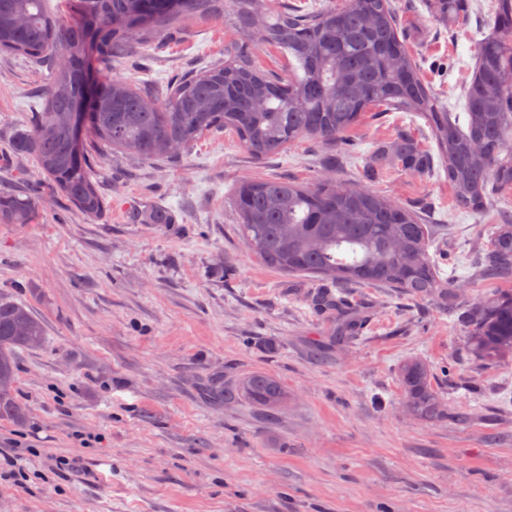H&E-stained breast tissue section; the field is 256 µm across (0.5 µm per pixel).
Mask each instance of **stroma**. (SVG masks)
<instances>
[{
    "mask_svg": "<svg viewBox=\"0 0 512 512\" xmlns=\"http://www.w3.org/2000/svg\"><path fill=\"white\" fill-rule=\"evenodd\" d=\"M420 73L450 111L464 109L476 40L491 0L456 20L429 0H393ZM220 20L193 19L111 70L164 87L243 39ZM257 64L286 70L259 44ZM47 67L0 56V190L34 195L36 224H0V295L45 325L16 353L28 417L0 420L30 479L0 484V512H512V361L468 354L462 309L415 302L383 286L348 288L357 338L332 337L307 298L319 283L281 274L246 251L233 204L246 180L357 183L367 159L400 131L437 155L424 120L368 112L334 145L303 139L258 161L232 136H205L175 158L104 150L96 168L107 204L92 219L48 190L33 155L12 150L32 129ZM374 191L423 213L429 253L463 296L512 290L476 273V249L512 214V193L482 217L459 209L444 172L387 165ZM163 208L169 224L132 223ZM418 357L454 418L427 424L400 404L398 369ZM262 369L288 388L269 414L225 402L212 387Z\"/></svg>",
    "mask_w": 512,
    "mask_h": 512,
    "instance_id": "stroma-1",
    "label": "stroma"
}]
</instances>
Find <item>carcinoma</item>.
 Returning <instances> with one entry per match:
<instances>
[{"mask_svg": "<svg viewBox=\"0 0 512 512\" xmlns=\"http://www.w3.org/2000/svg\"><path fill=\"white\" fill-rule=\"evenodd\" d=\"M73 22L50 15L46 0H0V54L51 65L33 130L18 134L17 154H32L48 188L81 214L97 218L105 199L95 181L96 148L144 158L169 156L214 132L237 138L255 159L311 138L330 144L373 107L412 112L426 121L457 205L473 215L512 190V0H493L492 30L476 45L465 112L448 111L424 82L409 52L393 0H346L310 11L285 6L266 16L264 42L291 56L288 73L253 62L245 42L224 48L207 67L178 75L155 90L111 79L105 66L134 42L181 29L187 18L224 19L243 35L257 25L256 0H64ZM467 0H431L443 21L459 17ZM102 93L89 113L80 146L72 137L73 103L88 75ZM394 157L427 173L433 158L401 138ZM239 235L247 250L284 275L323 282L313 301L337 307L330 288L374 285L412 300L448 307L456 292L432 261V226L418 212L368 188L334 179L304 186L288 179L241 183L234 196ZM30 195L0 192V224H34ZM483 271L512 275V223L494 228L484 246ZM470 354L493 366L512 358V292L483 297L464 311ZM44 325L23 304L0 298V419L25 420L15 393L14 353L39 346ZM398 381L405 412L437 423L452 412L432 384L429 366L406 360ZM224 400L279 410L288 390L255 370L224 385Z\"/></svg>", "mask_w": 512, "mask_h": 512, "instance_id": "cac0c4a2", "label": "carcinoma"}]
</instances>
